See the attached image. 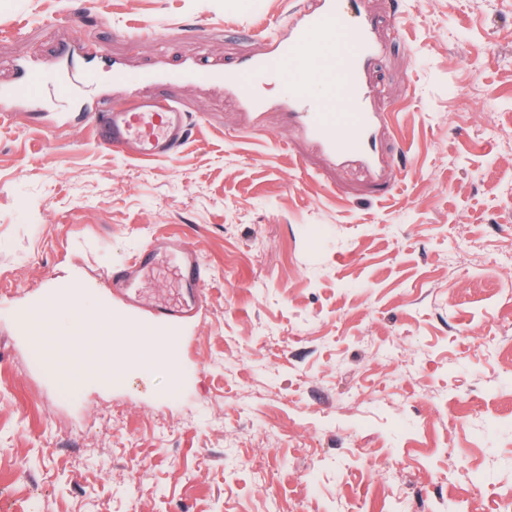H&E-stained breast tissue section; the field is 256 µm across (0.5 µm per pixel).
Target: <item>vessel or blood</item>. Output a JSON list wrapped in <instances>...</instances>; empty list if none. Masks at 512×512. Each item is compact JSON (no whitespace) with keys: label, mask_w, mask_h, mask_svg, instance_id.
Masks as SVG:
<instances>
[{"label":"vessel or blood","mask_w":512,"mask_h":512,"mask_svg":"<svg viewBox=\"0 0 512 512\" xmlns=\"http://www.w3.org/2000/svg\"><path fill=\"white\" fill-rule=\"evenodd\" d=\"M268 42L263 56L242 61L231 72L221 74L193 65L180 78L202 85L224 82L241 105L256 114L264 104L253 92L255 76L266 70L280 71L288 85V108L304 133L333 159L355 157L368 166H378L375 132L383 115L369 107L364 69L379 45L370 19L357 8V0H317L315 7H304L288 22L286 33H273ZM72 64L73 55L66 46L61 50L56 78L36 67L25 69L18 81L0 92V112L40 108L49 82L55 93L66 99L73 95L75 83L93 88L104 75L115 85L132 86L138 81L124 68L103 60L87 62L73 78L69 75ZM315 84L324 87L323 98L309 97L308 90ZM95 132L104 146L123 157L153 160L175 154L188 137V122L185 112L172 101L136 96L122 105L97 103ZM166 255L171 257L181 285L179 297L143 295L140 282ZM107 277L113 296L128 307L126 313L113 317V324L173 349L181 343L180 324L201 307V287L208 268L189 237L176 234L156 238L132 261L109 268Z\"/></svg>","instance_id":"obj_1"}]
</instances>
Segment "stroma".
I'll use <instances>...</instances> for the list:
<instances>
[{
    "mask_svg": "<svg viewBox=\"0 0 512 512\" xmlns=\"http://www.w3.org/2000/svg\"><path fill=\"white\" fill-rule=\"evenodd\" d=\"M380 51L384 169L330 159L275 73L260 116L223 84L144 82L190 119L121 157L62 105L0 121V512H499L512 499V0H360ZM302 0H0V86L61 44L141 74L265 54ZM151 23L157 37L138 36ZM489 112L491 124L478 115ZM187 231L210 271L165 363L64 393L59 334L122 313L106 279Z\"/></svg>",
    "mask_w": 512,
    "mask_h": 512,
    "instance_id": "stroma-1",
    "label": "stroma"
}]
</instances>
